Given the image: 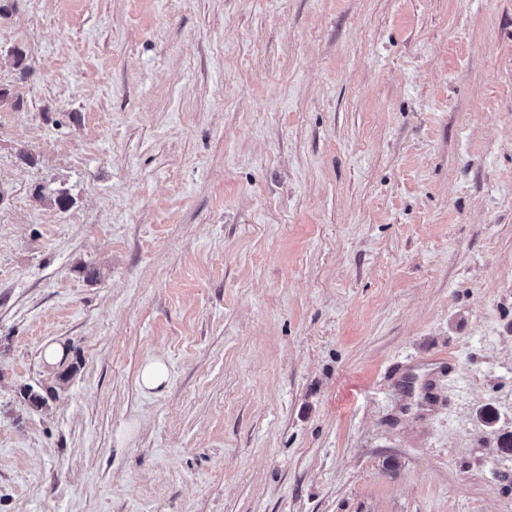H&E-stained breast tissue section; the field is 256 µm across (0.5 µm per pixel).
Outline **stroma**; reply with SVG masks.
Wrapping results in <instances>:
<instances>
[{
  "instance_id": "stroma-1",
  "label": "stroma",
  "mask_w": 512,
  "mask_h": 512,
  "mask_svg": "<svg viewBox=\"0 0 512 512\" xmlns=\"http://www.w3.org/2000/svg\"><path fill=\"white\" fill-rule=\"evenodd\" d=\"M0 89V512H512V0H7ZM168 381L166 365L161 359H154L146 363L141 370V386L149 391L159 389Z\"/></svg>"
}]
</instances>
